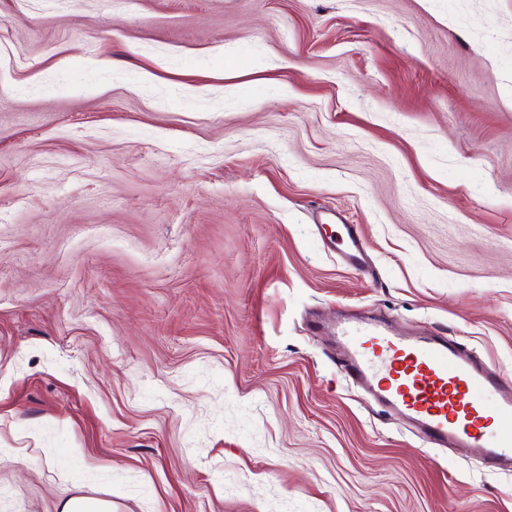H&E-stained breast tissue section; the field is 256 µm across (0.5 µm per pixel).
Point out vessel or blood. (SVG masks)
Wrapping results in <instances>:
<instances>
[{
  "label": "vessel or blood",
  "mask_w": 512,
  "mask_h": 512,
  "mask_svg": "<svg viewBox=\"0 0 512 512\" xmlns=\"http://www.w3.org/2000/svg\"><path fill=\"white\" fill-rule=\"evenodd\" d=\"M351 265L363 262L356 225L343 227ZM337 345L353 376L417 424L429 444L471 449L494 467L512 468V378L460 355L447 339L405 336L376 320H340Z\"/></svg>",
  "instance_id": "b4317fda"
}]
</instances>
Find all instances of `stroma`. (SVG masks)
Listing matches in <instances>:
<instances>
[{
	"label": "stroma",
	"instance_id": "stroma-1",
	"mask_svg": "<svg viewBox=\"0 0 512 512\" xmlns=\"http://www.w3.org/2000/svg\"><path fill=\"white\" fill-rule=\"evenodd\" d=\"M341 312L512 376V0H0V512H512ZM344 236L342 240H346L347 247L343 252L345 259L353 266H359L363 262V250L361 238L356 225L344 224L342 225ZM62 512H112L111 501H97L84 497H71L65 501Z\"/></svg>",
	"mask_w": 512,
	"mask_h": 512
}]
</instances>
